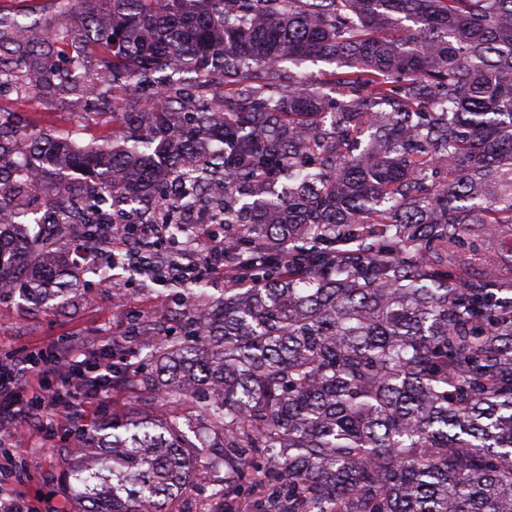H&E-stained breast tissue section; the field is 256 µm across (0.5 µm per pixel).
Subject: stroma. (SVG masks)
Here are the masks:
<instances>
[{
	"label": "stroma",
	"mask_w": 512,
	"mask_h": 512,
	"mask_svg": "<svg viewBox=\"0 0 512 512\" xmlns=\"http://www.w3.org/2000/svg\"><path fill=\"white\" fill-rule=\"evenodd\" d=\"M0 15L36 22L50 34L76 20L68 0H0ZM338 69L337 63L319 58L283 63L278 92L287 94L289 82L302 81L329 93L326 81ZM0 127L30 137L103 144L112 138V109L102 99L79 105L62 93L23 94L5 84L0 86ZM163 292V287L135 271L111 266L108 254H98L96 264L83 272L81 297L68 310H49L16 294L0 296V353L69 344L98 348L116 339L124 351L134 355L142 371H151L148 344L177 336L183 325V307L176 303L170 306L168 321H153L151 312ZM164 409V402L152 391L114 386L106 409L92 407L78 418L63 416L50 443L30 432L15 447H0V466L25 468L27 489L41 499L46 512H74L75 505L60 482L59 472L69 449L79 445L74 432L79 421L94 427L115 413L155 414Z\"/></svg>",
	"instance_id": "stroma-1"
}]
</instances>
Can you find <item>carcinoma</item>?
Listing matches in <instances>:
<instances>
[{
    "label": "carcinoma",
    "instance_id": "cac0c4a2",
    "mask_svg": "<svg viewBox=\"0 0 512 512\" xmlns=\"http://www.w3.org/2000/svg\"><path fill=\"white\" fill-rule=\"evenodd\" d=\"M73 8L55 35L0 17V84L21 64L32 93L91 98L137 71L160 90L89 150L34 138L21 163L0 129V287L53 310L79 295L56 224L25 207L33 171L60 216L76 195L127 205L171 185L189 204L216 179L254 197L246 224L224 208L238 280L185 289L184 335L153 346L151 373L112 367L173 410L99 424L64 462L75 512H181L193 485L203 512H245L256 490L257 512H512V277L471 240L512 225V0ZM58 44L98 52L99 79L58 68ZM307 58L346 67L330 114L303 84L262 96ZM214 87L250 109L208 106Z\"/></svg>",
    "mask_w": 512,
    "mask_h": 512
}]
</instances>
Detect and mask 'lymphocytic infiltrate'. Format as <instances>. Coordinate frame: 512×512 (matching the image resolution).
<instances>
[{"mask_svg":"<svg viewBox=\"0 0 512 512\" xmlns=\"http://www.w3.org/2000/svg\"><path fill=\"white\" fill-rule=\"evenodd\" d=\"M165 231V225H156L154 241L136 259L140 274L156 284L229 278L223 232L197 224L186 241L168 243ZM111 392V361L91 362L84 347H68L61 359L51 347L30 349L19 358L5 355L0 359V443L31 425L43 437H51L55 412L80 403L106 402Z\"/></svg>","mask_w":512,"mask_h":512,"instance_id":"lymphocytic-infiltrate-1","label":"lymphocytic infiltrate"}]
</instances>
